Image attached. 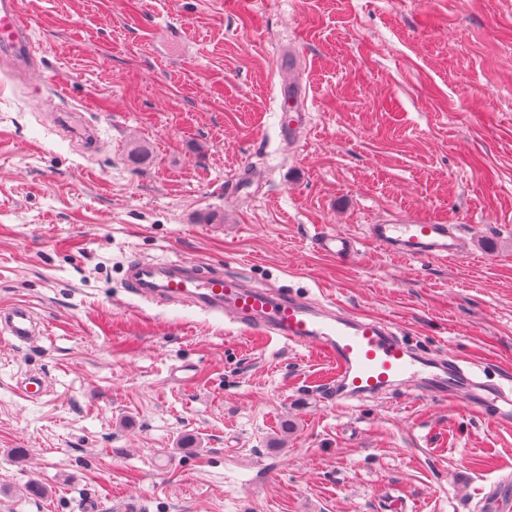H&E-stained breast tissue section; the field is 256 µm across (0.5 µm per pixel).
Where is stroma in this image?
<instances>
[{"label":"stroma","mask_w":512,"mask_h":512,"mask_svg":"<svg viewBox=\"0 0 512 512\" xmlns=\"http://www.w3.org/2000/svg\"><path fill=\"white\" fill-rule=\"evenodd\" d=\"M19 2L35 61L0 70V307L47 333L0 339V512H480L500 479L512 508V417L405 387L336 404L316 349L125 281L190 261L512 391V0ZM413 218L454 225L462 256L367 237ZM316 247L328 254L336 257L346 256L354 252V243L343 237L330 232H320L315 239Z\"/></svg>","instance_id":"stroma-1"}]
</instances>
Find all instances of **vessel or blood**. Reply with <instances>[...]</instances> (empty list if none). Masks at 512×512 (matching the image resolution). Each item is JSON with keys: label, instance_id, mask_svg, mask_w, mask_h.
<instances>
[{"label": "vessel or blood", "instance_id": "b4317fda", "mask_svg": "<svg viewBox=\"0 0 512 512\" xmlns=\"http://www.w3.org/2000/svg\"><path fill=\"white\" fill-rule=\"evenodd\" d=\"M32 52L31 27L21 15L18 0H0V55ZM368 238L403 259L450 260L463 251L460 238L447 224H372ZM315 245L339 257L354 250L352 241L324 231L317 234ZM127 281L130 293L141 299L224 315L243 328L257 331L263 340L318 349L335 367L331 395L338 400L371 397L404 384L431 398L462 396L475 411L512 401V395L501 387L473 379L469 369L459 363L443 364L418 354L388 326L373 319L320 313L300 297H275L236 278L204 279L185 261H132L127 267ZM39 329L26 305L0 310V334L12 344L30 343Z\"/></svg>", "mask_w": 512, "mask_h": 512}]
</instances>
